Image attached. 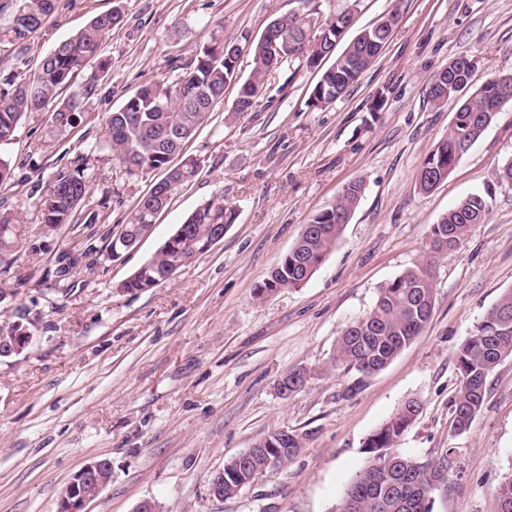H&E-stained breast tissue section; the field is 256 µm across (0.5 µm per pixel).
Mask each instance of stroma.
<instances>
[{
	"label": "stroma",
	"instance_id": "35a3bbf8",
	"mask_svg": "<svg viewBox=\"0 0 512 512\" xmlns=\"http://www.w3.org/2000/svg\"><path fill=\"white\" fill-rule=\"evenodd\" d=\"M113 0H60L26 44L39 62ZM296 0H123L121 23L102 43L111 61L94 94L75 87L78 122L57 129L47 113L24 116L0 156L11 163L0 211L22 220L23 241L0 273V328L23 321L33 339L0 359V512H56L58 495L84 464L108 459L112 480L87 512H332L368 456L366 439L414 398L422 410L397 452L442 468L433 512H491L512 472V357L489 378L468 432L451 428L459 388L456 353L487 311L512 290V185L496 173L512 161V101L504 104L448 178L416 187L426 155L447 134L455 101L435 108L429 80L461 54L474 86L512 73V0H359L352 29L390 11L399 22L372 64L332 104L313 107L321 71L282 68L265 99L227 121V90L185 147L196 178L117 258H102L77 280L56 275L60 253L119 230L160 172L127 175L102 145L106 113L147 81L172 77L210 38L260 36ZM84 166L86 211L76 226L47 235L37 204L55 174ZM364 195L323 263L302 287L264 300L254 290L344 184ZM223 195L235 223L200 259L142 291H121L189 213ZM470 194L487 198L485 223L453 249L429 256L432 224ZM428 264L434 308L423 332L356 394L354 371L332 365L344 329L374 307L380 288ZM308 373L289 396V371ZM288 429L304 438L298 455L218 500L209 479L261 437Z\"/></svg>",
	"mask_w": 512,
	"mask_h": 512
}]
</instances>
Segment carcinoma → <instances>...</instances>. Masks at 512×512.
I'll list each match as a JSON object with an SVG mask.
<instances>
[{
    "label": "carcinoma",
    "mask_w": 512,
    "mask_h": 512,
    "mask_svg": "<svg viewBox=\"0 0 512 512\" xmlns=\"http://www.w3.org/2000/svg\"><path fill=\"white\" fill-rule=\"evenodd\" d=\"M14 9L5 27H0V45L16 46L41 29L47 18L58 8L59 0H13ZM388 21L362 30L350 42L333 64L320 76L311 90V104L320 106L340 95L367 69L387 42L398 19L397 11L387 15ZM120 5L112 11L92 17L84 27L60 42L42 57L34 71H27L29 61L16 56V66L0 79V142L12 139L22 116L42 112L55 102L59 91L72 84L86 63L96 61L97 70L82 87L84 95L95 91L98 77L110 68V60L101 53L103 39L120 24ZM277 39L288 43V57L279 61L267 54L264 40L242 36L240 49L252 58V68L240 77L235 58H226L212 44L197 48L190 60L172 66L171 80L142 85L122 107L105 117L108 139L104 148L111 152L130 175L161 171L156 193L144 195L126 217L121 229L106 236L107 246L115 237L134 239L141 225L153 224L156 215L164 211L180 188L191 183L198 174L199 162L184 158L178 165L173 157L182 151L189 139L209 119L214 106L224 100V89L237 86V96L229 112L237 118L252 111L263 98L268 76L272 71L295 64L317 66L319 52L305 39L302 16L289 12L273 18L268 24ZM470 57L461 55L452 60L450 76L438 82L431 77L429 94L433 104L440 106L456 96V85L472 79ZM500 92L490 87L482 93L470 94L458 100L448 135L423 160L417 173V187L429 192L442 183L457 164L461 143L475 135L493 120L500 104ZM51 123L63 128L76 121L75 105L62 104L49 115ZM363 193L360 182L347 183L336 202L315 213L312 230L300 235L295 245L281 258L269 277L255 288L254 297L263 299L281 289L304 285V270L318 267L342 234L344 220L353 215ZM89 194V181L84 169L60 171L55 175L52 190L40 204V220L51 232L74 222V215ZM490 212L488 200L471 194L460 200L431 226L428 237L431 253L445 250L442 241L451 238L459 242L471 225L482 224ZM236 220L235 208L214 196L200 204L181 224L175 234L182 236L181 251L168 250L163 244L151 267L137 281L129 284L134 290L154 288L163 277L208 252L212 232ZM21 228L18 217L0 211V257L19 247ZM104 252L94 243L86 245L79 255L63 252L57 258V273L71 277L80 267L98 264ZM426 270H408L379 289L372 310L355 320L342 333L332 363L341 364L358 373L357 382L347 392L357 391L371 370L383 369L418 336L428 322L434 305V293ZM512 356V290L507 291L490 309L477 329L460 346L456 364L460 372L458 389L451 415L459 432L468 430L480 411L488 379L500 361ZM419 403L405 401L395 415L375 431L365 442L369 454L366 467L348 485L333 512H432V491L444 480L442 470L432 468L394 450L398 439L419 413ZM269 434L246 451L224 463L221 482H209L215 495L230 498L257 477L270 471L267 456L261 449ZM512 505V472L503 478L493 502L492 512H506Z\"/></svg>",
    "instance_id": "carcinoma-1"
}]
</instances>
